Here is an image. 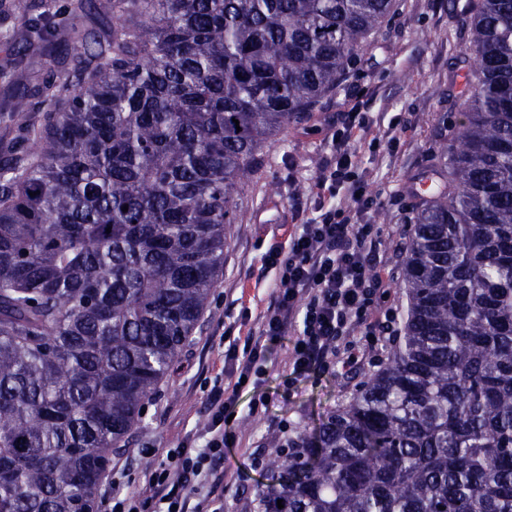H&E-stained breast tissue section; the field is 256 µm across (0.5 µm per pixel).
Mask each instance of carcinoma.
I'll use <instances>...</instances> for the list:
<instances>
[{"instance_id": "1", "label": "carcinoma", "mask_w": 512, "mask_h": 512, "mask_svg": "<svg viewBox=\"0 0 512 512\" xmlns=\"http://www.w3.org/2000/svg\"><path fill=\"white\" fill-rule=\"evenodd\" d=\"M391 7L121 0L137 21L103 43L23 32L83 54L7 115L32 145L0 167V512H95L208 302L259 152ZM451 7L472 64L432 163L448 187L415 207L403 335L318 428L274 443L253 512H512V0Z\"/></svg>"}]
</instances>
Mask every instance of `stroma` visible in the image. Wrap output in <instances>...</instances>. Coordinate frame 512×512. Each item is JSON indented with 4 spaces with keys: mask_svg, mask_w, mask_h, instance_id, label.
Returning a JSON list of instances; mask_svg holds the SVG:
<instances>
[{
    "mask_svg": "<svg viewBox=\"0 0 512 512\" xmlns=\"http://www.w3.org/2000/svg\"><path fill=\"white\" fill-rule=\"evenodd\" d=\"M0 0V164L19 154L24 140L7 121L4 108L21 85L69 71L73 44L45 40L20 42L18 31L35 18L54 26L78 22L88 32L105 34L118 14L114 0H87L81 17H73L71 0H28L27 15L8 11ZM393 18L371 37L336 90L319 103L303 126L281 132L265 146L258 170L240 190L237 219L227 225L229 246L208 304L174 369L145 403L143 423L125 453L113 456L122 494L135 492L147 469L166 449L200 437L206 427L204 405L216 378L233 385L224 370L230 340L258 333V316L272 297L275 273L268 267L271 250L286 243L297 224L313 216L318 205L350 209L345 195L318 196L333 134L346 115L363 104L369 122L355 136L352 163L367 180L376 201L366 219L379 231L377 251L389 282L386 302L405 312L403 247L411 228L410 185L426 176L441 135L446 132L451 75L465 51L466 37L450 0H394ZM292 336L271 346L272 364L257 383L239 393L234 418L244 445L224 462V512H247L263 484L259 458L282 435L309 431L326 412L349 399L369 374L365 367L343 380L332 375L296 380L290 374ZM264 400L266 412L252 416L253 401Z\"/></svg>",
    "mask_w": 512,
    "mask_h": 512,
    "instance_id": "obj_1",
    "label": "stroma"
}]
</instances>
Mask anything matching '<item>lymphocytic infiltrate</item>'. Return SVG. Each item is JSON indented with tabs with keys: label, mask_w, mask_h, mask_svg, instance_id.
<instances>
[{
	"label": "lymphocytic infiltrate",
	"mask_w": 512,
	"mask_h": 512,
	"mask_svg": "<svg viewBox=\"0 0 512 512\" xmlns=\"http://www.w3.org/2000/svg\"><path fill=\"white\" fill-rule=\"evenodd\" d=\"M351 140L348 130L333 139L329 177L316 187L345 189L355 207L320 208L291 235L285 250L272 253L270 264L277 270L273 297L259 316L258 336L244 342L233 387L217 384L210 390L203 447L186 444L168 450L157 467L145 472L138 491L125 499H118L114 483H107L99 512H220L224 458L243 440L228 418L244 379L267 370L265 340L295 333L289 364L293 374L304 376L356 370L397 334L396 311L378 317L372 313L387 283L376 268L374 227L363 221L372 201L363 197L364 184L350 171Z\"/></svg>",
	"instance_id": "1"
}]
</instances>
